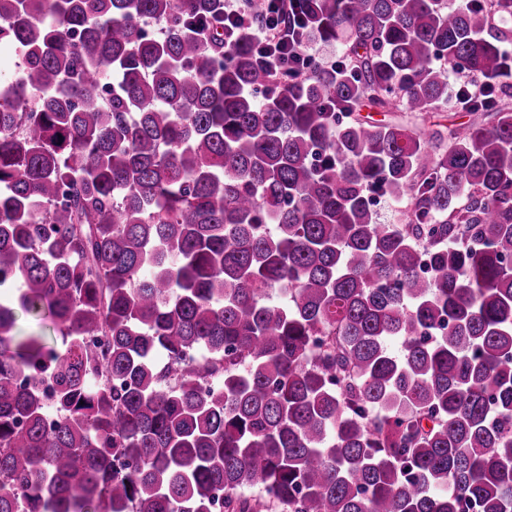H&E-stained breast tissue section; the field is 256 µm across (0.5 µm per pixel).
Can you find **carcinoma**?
I'll use <instances>...</instances> for the list:
<instances>
[{"label":"carcinoma","instance_id":"carcinoma-1","mask_svg":"<svg viewBox=\"0 0 512 512\" xmlns=\"http://www.w3.org/2000/svg\"><path fill=\"white\" fill-rule=\"evenodd\" d=\"M294 8L0 0V512H512V0ZM240 0H224V25H226L225 37H224V48L231 45L235 40L233 35L236 30L246 28L248 23V12L241 5ZM229 22L230 25L226 24ZM292 0H263L268 11L279 15L290 14L293 17L292 29L283 33L279 28H271L264 24L255 25L251 32V38L257 48L263 53L267 63L273 70L285 71L289 68L302 69L305 59L302 54L315 58L317 56L320 64L326 67L336 65L335 53H319L315 49L316 43L306 39L304 36L297 45L302 47V54L295 48V20L297 15ZM297 23V20H296ZM16 334H24L31 331L40 332L48 341L58 340L59 334L53 330L49 321H42L37 317L25 313L16 306Z\"/></svg>","mask_w":512,"mask_h":512}]
</instances>
